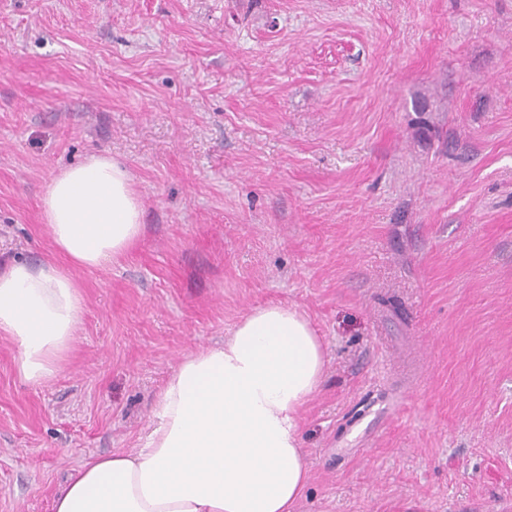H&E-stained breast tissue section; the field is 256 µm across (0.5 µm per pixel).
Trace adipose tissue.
I'll return each mask as SVG.
<instances>
[{
  "instance_id": "obj_1",
  "label": "adipose tissue",
  "mask_w": 512,
  "mask_h": 512,
  "mask_svg": "<svg viewBox=\"0 0 512 512\" xmlns=\"http://www.w3.org/2000/svg\"><path fill=\"white\" fill-rule=\"evenodd\" d=\"M142 215L128 169L107 154L61 170L41 198L55 249L79 267L123 255ZM82 307L79 283L57 264L20 260L0 271V334L15 343L27 383L57 374ZM325 364L298 308H252L223 344L182 357L141 448L87 461L52 512H295L309 480L299 414Z\"/></svg>"
}]
</instances>
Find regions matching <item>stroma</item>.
<instances>
[{
	"instance_id": "1",
	"label": "stroma",
	"mask_w": 512,
	"mask_h": 512,
	"mask_svg": "<svg viewBox=\"0 0 512 512\" xmlns=\"http://www.w3.org/2000/svg\"><path fill=\"white\" fill-rule=\"evenodd\" d=\"M100 153L143 233L74 269L54 379L0 335V512L270 302L327 361L297 512H512V0H0V267L57 259L39 199Z\"/></svg>"
}]
</instances>
